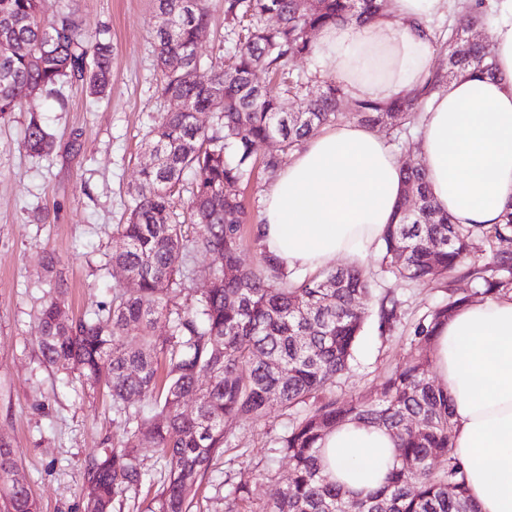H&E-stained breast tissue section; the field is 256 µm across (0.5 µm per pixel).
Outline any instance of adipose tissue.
I'll return each instance as SVG.
<instances>
[{
	"mask_svg": "<svg viewBox=\"0 0 512 512\" xmlns=\"http://www.w3.org/2000/svg\"><path fill=\"white\" fill-rule=\"evenodd\" d=\"M449 0H392L367 23L326 26L316 54L351 96L386 102L426 84L433 19ZM496 78L450 80L429 99L419 134L435 205L461 224L492 225L512 205V0L487 30ZM402 167L371 127L352 121L307 138L265 192L258 232L290 269L336 258L361 262L402 194ZM452 401L454 452L477 512H512V298L461 307L432 346ZM326 472L359 493L379 486L394 458L384 429L347 422L322 440Z\"/></svg>",
	"mask_w": 512,
	"mask_h": 512,
	"instance_id": "adipose-tissue-1",
	"label": "adipose tissue"
}]
</instances>
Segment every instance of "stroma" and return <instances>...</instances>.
<instances>
[{"label": "stroma", "instance_id": "obj_1", "mask_svg": "<svg viewBox=\"0 0 512 512\" xmlns=\"http://www.w3.org/2000/svg\"><path fill=\"white\" fill-rule=\"evenodd\" d=\"M68 7L88 33L108 28L112 77L106 97L65 83L59 97L42 95L0 119V441L16 452L40 512H84L85 468L118 442L122 428L112 399L103 390H81L47 367L39 354L37 310L49 289L66 292V312L79 318L109 308L123 272L109 257L123 242L115 225L124 223L131 192L149 161L150 129L171 108L156 80L158 0H41L43 17ZM58 97V98H59ZM42 113L53 135L50 153L35 156L22 145L30 112ZM269 181L258 175L245 191L253 220L244 229L240 257L259 262L254 219ZM451 292L434 282L409 283L382 272L371 281L352 371L336 390L337 400L363 392L380 396L389 373L404 362L414 328L449 294L471 295L475 283L455 275ZM401 301L391 331H381L376 301L386 293ZM287 423L279 411L252 425L228 419L231 446L217 456L199 487L191 512H224L225 469L254 483L263 468L272 432Z\"/></svg>", "mask_w": 512, "mask_h": 512}]
</instances>
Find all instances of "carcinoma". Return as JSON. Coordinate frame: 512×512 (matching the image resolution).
<instances>
[{
    "label": "carcinoma",
    "mask_w": 512,
    "mask_h": 512,
    "mask_svg": "<svg viewBox=\"0 0 512 512\" xmlns=\"http://www.w3.org/2000/svg\"><path fill=\"white\" fill-rule=\"evenodd\" d=\"M488 8V0L455 5V22L433 34L447 70L432 72L424 87L407 96L379 103L356 99L317 72L297 71L294 62L314 56L313 33L338 21L368 22L382 11L381 0H224L233 53L219 61L197 50L198 34L210 20L209 0H159L160 90L180 98L184 108L164 113L149 131L155 163L142 169L127 221L116 225L124 246L111 261L125 272V282L115 289L105 319L60 323V288L38 313L43 363L82 387L106 388L123 424L120 444L88 464L86 512H122L130 494H138L149 478L137 455L145 443L158 449L165 470L145 512H190L211 462L231 443L224 419L257 424L274 407L289 424L270 437L267 463L288 460V474L262 512H474L454 454L448 392L427 377L437 327L470 297L452 299L419 320L408 358L391 372L379 397L358 393L339 404L335 383L350 370L364 324L358 304L370 294L367 268L297 278L266 250L259 267H244L240 248L256 142L279 143V152L263 161L271 179L314 130L344 118L384 126L400 140L448 81L466 73L495 77L482 43H469L464 53L453 48L483 23ZM269 15L276 25L266 24ZM107 34L84 36L64 10L45 20L39 0H0V115L19 109L32 90L53 94L68 81L103 94L112 72ZM184 55L190 62L174 66L172 60ZM198 67L210 69L209 83L196 79ZM259 69L277 83L258 85ZM286 96L295 99L296 111H283ZM199 112L212 115L210 126L198 125ZM50 145L42 118L30 113L24 146L41 154ZM188 175L191 237L172 209ZM403 179L396 221L380 240V268L408 282L437 279L442 288L460 273L486 297L512 293V207L490 228L456 224L434 206L421 161L406 166ZM477 237L491 252L489 264L472 256ZM195 251L213 257L210 286L173 310L170 295L195 274L187 263ZM160 317L169 324L163 338L151 334ZM131 325L139 326L134 343L127 340ZM189 397L195 411L187 416L181 399ZM349 420L385 427L396 439L385 483L357 495L325 474L319 445ZM254 495L251 486L225 473V512H247ZM0 512H39L14 450L4 444Z\"/></svg>",
    "instance_id": "1"
}]
</instances>
